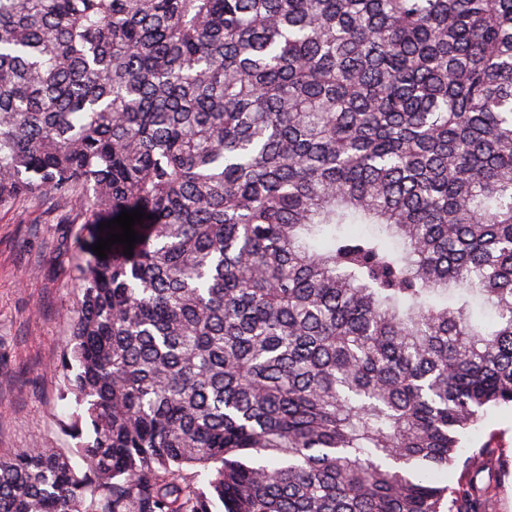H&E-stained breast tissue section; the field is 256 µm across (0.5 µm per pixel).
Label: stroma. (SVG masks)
Here are the masks:
<instances>
[{"instance_id": "1", "label": "stroma", "mask_w": 512, "mask_h": 512, "mask_svg": "<svg viewBox=\"0 0 512 512\" xmlns=\"http://www.w3.org/2000/svg\"><path fill=\"white\" fill-rule=\"evenodd\" d=\"M61 212L74 223H57ZM94 230L73 201L22 200L0 211V457L71 442L61 425L72 401L62 396L60 365L77 299L74 266ZM489 441L505 457L480 475L496 487L485 510L512 512V406L488 409L468 429L460 458Z\"/></svg>"}]
</instances>
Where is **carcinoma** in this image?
Here are the masks:
<instances>
[{
	"instance_id": "obj_1",
	"label": "carcinoma",
	"mask_w": 512,
	"mask_h": 512,
	"mask_svg": "<svg viewBox=\"0 0 512 512\" xmlns=\"http://www.w3.org/2000/svg\"><path fill=\"white\" fill-rule=\"evenodd\" d=\"M42 196L148 218L0 512H485L502 449L431 475L512 405V0H0V210Z\"/></svg>"
}]
</instances>
